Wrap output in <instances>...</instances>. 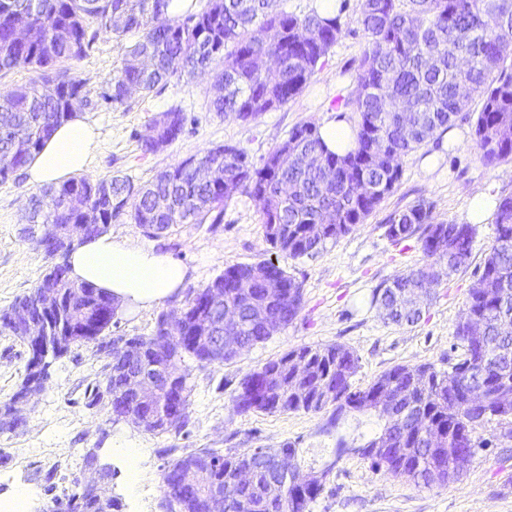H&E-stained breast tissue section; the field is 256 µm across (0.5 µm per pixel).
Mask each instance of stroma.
<instances>
[{
    "label": "stroma",
    "mask_w": 512,
    "mask_h": 512,
    "mask_svg": "<svg viewBox=\"0 0 512 512\" xmlns=\"http://www.w3.org/2000/svg\"><path fill=\"white\" fill-rule=\"evenodd\" d=\"M347 4L341 18L343 34L306 88L286 106L247 123L211 110L213 91L208 77L200 75L171 79L160 92L133 96L124 106L107 103L102 93L122 65V51L112 36L100 34L84 58L65 63L87 83L89 102L79 114L98 132V149L85 178L121 175L144 183L217 145L243 149L259 165L295 125L320 121L336 110L356 123V113L345 108L344 100L365 38L357 23L358 0ZM176 107L186 116L180 138L162 151L142 154L138 140L150 120ZM480 108V100H473L455 119L448 137L405 156L400 181L365 223L312 258L291 259L271 248L256 203L244 195L225 204L222 223L182 224L154 239L131 220L111 224L114 238L156 246L182 262L192 288L205 287L232 264H278L301 283L303 308L288 326L235 360L195 368L190 419L177 435H154L117 424L106 412L88 407L89 390L106 358L93 344L72 348L50 367L44 391L27 407L24 425L0 434V502L27 489L28 512H51L71 476L86 472V458L93 453L111 471L105 485L109 495L119 500L120 512H166L161 473L178 453L198 448L242 451L291 441L302 448L305 464L330 458L334 440L321 432L326 414L241 415L233 408L234 390L245 373L296 347L339 343L353 349L360 363L352 383L360 389L396 365L431 363L450 368L461 355L453 345L455 326L493 243V223L478 225L469 267L440 283L417 324L386 321L370 301L375 288L423 259L416 239L396 243L386 236L391 213L424 199L432 203L435 221L461 223L473 191L495 198L512 194V164L490 167L480 157L474 140ZM457 135L462 144L454 143ZM33 191L23 175L0 183V309L33 288L51 264L33 242L32 226L21 221ZM183 300L178 294L148 310L119 312L110 333L150 335L159 313L181 308ZM28 359L26 345L0 330L1 403L18 391ZM479 436L483 447L467 470L443 488L418 487L385 476L357 453H348L334 468L311 512H512V439L495 421L486 424ZM127 443L139 451L133 489L127 486L121 450Z\"/></svg>",
    "instance_id": "stroma-1"
}]
</instances>
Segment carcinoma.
I'll use <instances>...</instances> for the list:
<instances>
[{"mask_svg": "<svg viewBox=\"0 0 512 512\" xmlns=\"http://www.w3.org/2000/svg\"><path fill=\"white\" fill-rule=\"evenodd\" d=\"M170 0H0V75L33 69L39 79L0 96V183L22 171L61 124L74 116L72 99H84L85 82L59 68L63 60H79L101 32L115 36L123 52L118 74L108 82L104 100L125 105L133 95L146 96L173 77H189L210 69L213 83L223 86L210 107L250 122L282 108L299 95L324 62L342 33L340 20L316 12L288 11L286 0H208L198 13L167 12ZM26 20L32 35L16 38L13 18ZM357 22L365 45L358 60L347 104L358 114L355 147L344 155L329 151L316 126L303 123L275 148L259 168L234 146L219 145L159 172L145 184L113 175L91 182L71 177L57 186L29 195L26 224H83L84 237H96L125 218L149 237L179 224H219L224 204L240 194L251 198L262 215L264 238L292 259L313 257L330 242L351 233L383 202L401 177V159L448 131L473 98L481 100L474 136L484 163H512V0H360ZM56 87L54 95L44 88ZM185 115L174 108L152 119L156 137L139 140L144 154L157 153L183 132ZM213 166L224 169V181L208 176ZM371 191L358 195V182ZM291 184L288 203L280 185ZM167 205L156 208L157 199ZM332 223L316 229L320 215ZM386 236L399 242L417 237L420 264L374 289L371 304L394 309L397 289H424L431 297L435 284L425 271L448 273L468 267L459 258L472 256L473 224L436 223L424 200L392 213ZM74 243L61 245L54 263L30 291L0 311V328L27 342V325L17 318L35 310L45 292L59 299L61 330L91 321L112 296L90 283L69 279L66 258ZM277 277L282 291L265 293L264 281ZM512 195L499 199L495 238L470 289L465 313L483 321L487 352L473 347L462 323L455 339L462 348L451 369L433 364L396 365L368 387L355 389L352 378L359 357L349 347L331 343L304 345L245 374L232 398L239 414L329 412L323 432L335 436L334 462L356 448L376 471L417 486L445 487L464 469L457 448L468 438L477 448V429L496 420L509 426L512 438ZM224 290V308L241 322L242 342L234 352L213 353L223 364L263 343L292 322L302 309L301 283L271 262L234 264L200 291L189 288L182 306L184 319L166 323L157 317L150 336L131 355L112 353L101 374L112 384V422L123 421L151 434H179L190 416L193 368L207 361L208 339L198 325L209 314L206 291ZM43 355L29 359L19 391L47 380L53 361L76 336L43 338ZM306 370L294 368L296 359ZM146 373L156 378L154 400L137 398L132 382ZM480 394L490 413L468 406V395ZM393 402V415L379 407ZM373 417L368 430L338 433L349 416ZM23 419L12 402L0 405V432L17 430ZM384 442L387 453L374 458ZM292 442L279 448L247 451L199 448L171 459L161 483L167 512H310L332 474L325 472L315 488L302 493L284 484L277 471L281 454L298 457ZM252 470L248 483L239 471ZM75 491L65 512H113L117 503L99 502L87 492L83 478L73 476Z\"/></svg>", "mask_w": 512, "mask_h": 512, "instance_id": "cac0c4a2", "label": "carcinoma"}]
</instances>
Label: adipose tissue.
<instances>
[{"mask_svg":"<svg viewBox=\"0 0 512 512\" xmlns=\"http://www.w3.org/2000/svg\"><path fill=\"white\" fill-rule=\"evenodd\" d=\"M97 141L95 128L83 118L73 117L57 128L27 166L29 183L47 186L84 171ZM67 262L70 279L111 293L122 311L148 308L174 295L188 274L186 267L169 255L108 233L76 245Z\"/></svg>","mask_w":512,"mask_h":512,"instance_id":"ef3b65f1","label":"adipose tissue"}]
</instances>
